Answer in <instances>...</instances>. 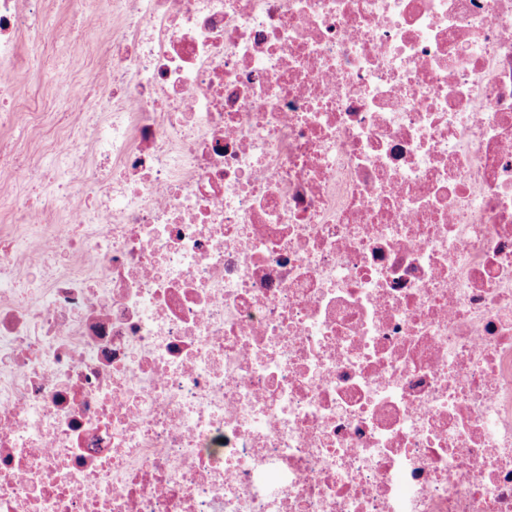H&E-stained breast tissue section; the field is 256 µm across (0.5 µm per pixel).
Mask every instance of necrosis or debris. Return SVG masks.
Segmentation results:
<instances>
[{"label":"necrosis or debris","mask_w":512,"mask_h":512,"mask_svg":"<svg viewBox=\"0 0 512 512\" xmlns=\"http://www.w3.org/2000/svg\"><path fill=\"white\" fill-rule=\"evenodd\" d=\"M86 21L99 116L0 113V512H512V0Z\"/></svg>","instance_id":"obj_1"}]
</instances>
